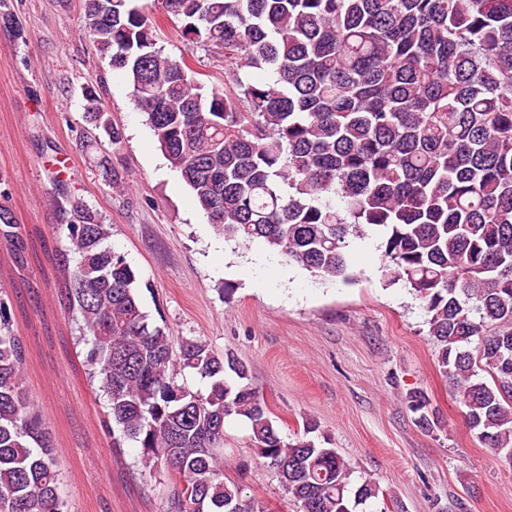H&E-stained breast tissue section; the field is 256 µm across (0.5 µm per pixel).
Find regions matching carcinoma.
I'll list each match as a JSON object with an SVG mask.
<instances>
[{
  "mask_svg": "<svg viewBox=\"0 0 512 512\" xmlns=\"http://www.w3.org/2000/svg\"><path fill=\"white\" fill-rule=\"evenodd\" d=\"M83 2L85 38L126 76L208 224L332 282L349 279L350 238L380 235L384 276L421 302L468 427L512 452V0H157L189 49L224 53L222 94L164 53L136 0ZM263 66L274 82L240 78ZM83 97L87 123L120 148L101 97ZM50 182L69 242L59 305L79 321L107 427L163 478L166 512H267L224 476L231 418L247 423L297 512L378 499L313 429L280 436L234 352L152 324L137 272L107 244L111 225L58 175ZM0 237L23 261L3 206ZM25 360L0 296V512H69ZM186 372L205 391L179 381ZM405 401L417 427L440 428L422 391Z\"/></svg>",
  "mask_w": 512,
  "mask_h": 512,
  "instance_id": "1",
  "label": "carcinoma"
}]
</instances>
